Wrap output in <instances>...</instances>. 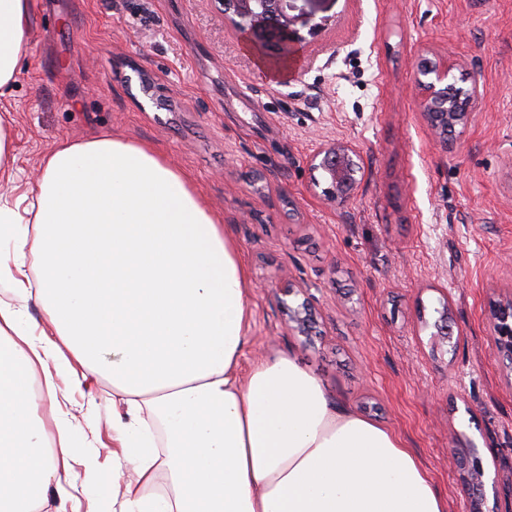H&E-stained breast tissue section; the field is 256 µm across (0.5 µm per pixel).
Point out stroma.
<instances>
[{"instance_id":"stroma-1","label":"stroma","mask_w":512,"mask_h":512,"mask_svg":"<svg viewBox=\"0 0 512 512\" xmlns=\"http://www.w3.org/2000/svg\"><path fill=\"white\" fill-rule=\"evenodd\" d=\"M287 35L246 37L217 0H36L10 95L16 165L108 132L153 145L222 218L252 285L249 372L292 356L332 400L400 438L443 497L470 512L456 449L489 478L482 512H512V383L488 322L512 294V0H294ZM328 19L319 27L320 19ZM287 38L288 63L259 58ZM463 58L449 80L486 95L444 147L421 115L418 65ZM349 144L357 185L341 203L309 158ZM315 317L285 324L284 282ZM448 307L452 334L433 322ZM112 385L58 382L46 430L72 424L70 512L112 471ZM97 465L88 475L86 458Z\"/></svg>"}]
</instances>
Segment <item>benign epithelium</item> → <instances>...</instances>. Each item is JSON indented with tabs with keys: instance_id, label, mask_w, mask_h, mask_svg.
Segmentation results:
<instances>
[{
	"instance_id": "obj_1",
	"label": "benign epithelium",
	"mask_w": 512,
	"mask_h": 512,
	"mask_svg": "<svg viewBox=\"0 0 512 512\" xmlns=\"http://www.w3.org/2000/svg\"><path fill=\"white\" fill-rule=\"evenodd\" d=\"M293 0H220L224 14L230 16L242 31L259 34L268 30L287 31L294 22L290 14ZM463 65L461 60L430 63L427 73L418 78L421 115L435 138L448 144V131H464L471 121L474 109L484 96V88L477 83L470 87L456 88L447 94L442 83L450 73ZM313 169L321 171L328 183L325 196L330 202L343 200L356 184L354 151L344 142L331 141L322 144L312 157ZM288 329L301 335H309L314 316L310 307L301 303L288 306L285 311ZM492 336L499 354L512 359V296L490 306ZM459 478L469 491L473 507L479 512L478 502L485 495L487 474L481 463L467 455L459 456Z\"/></svg>"
}]
</instances>
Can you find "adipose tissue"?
<instances>
[{
    "instance_id": "obj_1",
    "label": "adipose tissue",
    "mask_w": 512,
    "mask_h": 512,
    "mask_svg": "<svg viewBox=\"0 0 512 512\" xmlns=\"http://www.w3.org/2000/svg\"><path fill=\"white\" fill-rule=\"evenodd\" d=\"M34 0H0V96ZM0 512H46L68 477L67 422L38 398L105 378L118 512H446L386 429L334 403L292 357L241 373L250 288L237 246L189 180L108 133L62 141L21 195L0 194ZM39 319H31L29 303Z\"/></svg>"
}]
</instances>
